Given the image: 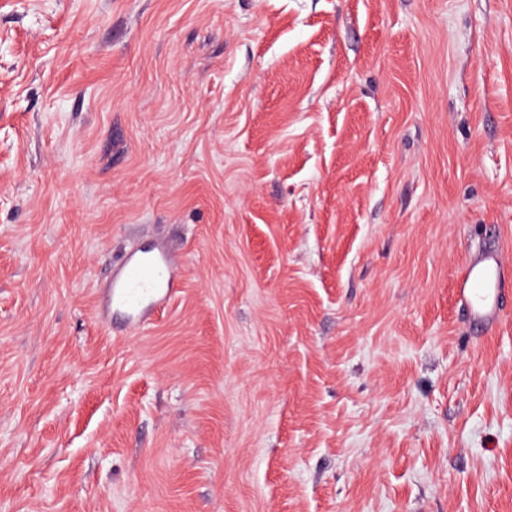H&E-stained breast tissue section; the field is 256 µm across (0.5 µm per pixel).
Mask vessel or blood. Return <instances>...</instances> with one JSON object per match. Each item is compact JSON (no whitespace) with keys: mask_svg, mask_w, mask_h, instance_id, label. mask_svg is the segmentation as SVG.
Returning <instances> with one entry per match:
<instances>
[{"mask_svg":"<svg viewBox=\"0 0 512 512\" xmlns=\"http://www.w3.org/2000/svg\"><path fill=\"white\" fill-rule=\"evenodd\" d=\"M171 263L165 252L147 259L129 256L112 278L110 306L135 322L145 310L168 301L173 291ZM457 294L469 310L472 327L488 328L501 314L505 298L512 295V264L496 249L474 256L457 281Z\"/></svg>","mask_w":512,"mask_h":512,"instance_id":"vessel-or-blood-1","label":"vessel or blood"}]
</instances>
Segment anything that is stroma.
<instances>
[{
    "label": "stroma",
    "mask_w": 512,
    "mask_h": 512,
    "mask_svg": "<svg viewBox=\"0 0 512 512\" xmlns=\"http://www.w3.org/2000/svg\"><path fill=\"white\" fill-rule=\"evenodd\" d=\"M489 248L512 0H0V512H512ZM512 264L498 249L474 256L457 281V294L469 310L471 325L484 330L497 320L512 293ZM172 259L168 253L150 258L131 255L112 278L109 306L136 323L145 310L156 308L171 297Z\"/></svg>",
    "instance_id": "1"
}]
</instances>
